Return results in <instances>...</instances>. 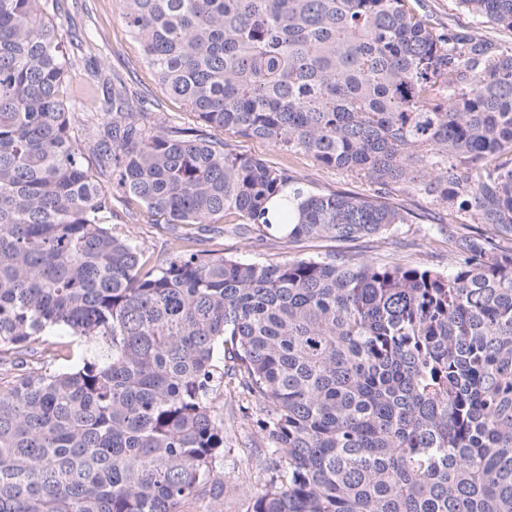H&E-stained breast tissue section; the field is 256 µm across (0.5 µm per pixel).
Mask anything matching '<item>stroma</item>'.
I'll return each mask as SVG.
<instances>
[{
	"instance_id": "stroma-1",
	"label": "stroma",
	"mask_w": 512,
	"mask_h": 512,
	"mask_svg": "<svg viewBox=\"0 0 512 512\" xmlns=\"http://www.w3.org/2000/svg\"><path fill=\"white\" fill-rule=\"evenodd\" d=\"M416 13L438 30L467 29L485 38L508 46L512 30L491 23H482L460 8L457 0H411ZM77 30H96L107 41L101 51L78 56L70 74L71 95L86 99L98 86L99 75L112 73L124 78L130 90L147 98L151 111L164 112L168 121L177 126L193 124L180 101L168 98L154 83L151 75L138 60L136 45L125 32L113 0H87L86 7L71 10ZM229 149L265 160L268 164L287 168L314 191L347 190L365 197L385 196L387 202L410 212L408 223L393 227L380 238H362L353 242L332 239H312L297 243L252 234L238 237L225 224H167L150 213L145 206L112 204L108 224L117 234L132 239L145 249L151 263L162 262L168 256V246L174 239L188 235L198 241L199 248L222 247L225 255L257 264L281 261L291 256L317 257L329 253L354 254L358 258L379 263L420 262L441 272L450 269L451 246L447 230L471 224L468 213L448 209L431 198L403 189L380 192L372 180L356 177L342 170L314 165L302 154L272 149L267 144L225 135ZM226 445L233 450V462L224 468V512H245L247 499L261 491L269 478L261 463L260 438L243 417L236 397L224 399Z\"/></svg>"
}]
</instances>
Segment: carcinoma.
<instances>
[{
	"label": "carcinoma",
	"mask_w": 512,
	"mask_h": 512,
	"mask_svg": "<svg viewBox=\"0 0 512 512\" xmlns=\"http://www.w3.org/2000/svg\"><path fill=\"white\" fill-rule=\"evenodd\" d=\"M140 61L202 128L122 77L66 96L62 0H0V512H224V393L259 403L271 475L246 512H512V46L409 0H116ZM512 29V0H459ZM95 125L76 137L81 113ZM471 214L453 267L247 263L112 232L113 193L171 224L290 243L408 212L315 192L224 134ZM279 219L268 205L283 192ZM105 353L56 368L45 337Z\"/></svg>",
	"instance_id": "carcinoma-1"
}]
</instances>
